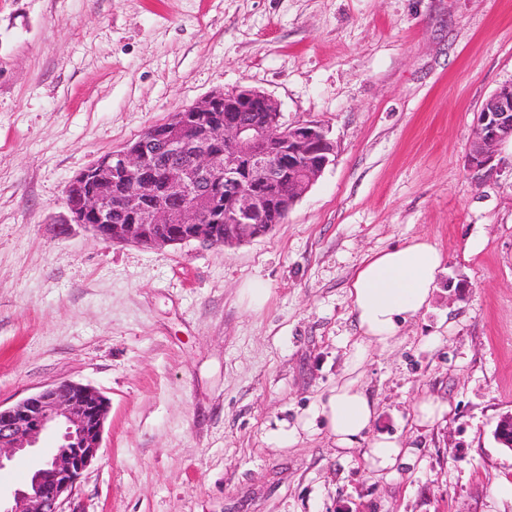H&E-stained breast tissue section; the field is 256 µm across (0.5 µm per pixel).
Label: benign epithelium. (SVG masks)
Instances as JSON below:
<instances>
[{
    "mask_svg": "<svg viewBox=\"0 0 512 512\" xmlns=\"http://www.w3.org/2000/svg\"><path fill=\"white\" fill-rule=\"evenodd\" d=\"M257 102L264 119L236 115ZM228 115L219 114V110ZM512 134V81L482 105L467 151L483 169ZM161 153L168 162L158 164ZM334 142L312 122L285 124L277 102L256 89L216 90L183 107L139 139L74 176L66 187L67 224L105 242L155 248L199 241L248 242L269 233L275 209L291 210L333 162ZM224 187V209L214 189ZM119 215L126 223L114 224ZM109 409L95 388L63 381L9 406L0 405V470L27 455L48 432L59 443L0 512H64L82 472L96 459ZM494 438L512 451V412Z\"/></svg>",
    "mask_w": 512,
    "mask_h": 512,
    "instance_id": "obj_1",
    "label": "benign epithelium"
}]
</instances>
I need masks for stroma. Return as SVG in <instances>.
I'll return each instance as SVG.
<instances>
[{
    "mask_svg": "<svg viewBox=\"0 0 512 512\" xmlns=\"http://www.w3.org/2000/svg\"><path fill=\"white\" fill-rule=\"evenodd\" d=\"M511 81L512 0H0V405L66 380L110 403L66 512H512L493 437L512 412V144L467 163ZM218 89L264 91L336 143L281 224L161 248L64 225L74 175ZM416 237L444 256L437 290L362 383L374 432L422 466L386 478L323 431L269 444L343 376L362 260ZM427 396L451 412L419 426ZM56 444L1 470L0 495Z\"/></svg>",
    "mask_w": 512,
    "mask_h": 512,
    "instance_id": "obj_1",
    "label": "stroma"
}]
</instances>
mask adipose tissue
Returning a JSON list of instances; mask_svg holds the SVG:
<instances>
[{
  "mask_svg": "<svg viewBox=\"0 0 512 512\" xmlns=\"http://www.w3.org/2000/svg\"><path fill=\"white\" fill-rule=\"evenodd\" d=\"M442 265L437 245L423 238L363 261L349 290L360 337L348 354L346 378L309 407L296 424L280 422L271 433V443L288 447L298 443L301 434L321 428L337 450H360L371 470L396 476L420 464V449L403 447L396 437L373 433L378 411L360 376L370 346H395L403 324L428 308Z\"/></svg>",
  "mask_w": 512,
  "mask_h": 512,
  "instance_id": "ef3b65f1",
  "label": "adipose tissue"
}]
</instances>
